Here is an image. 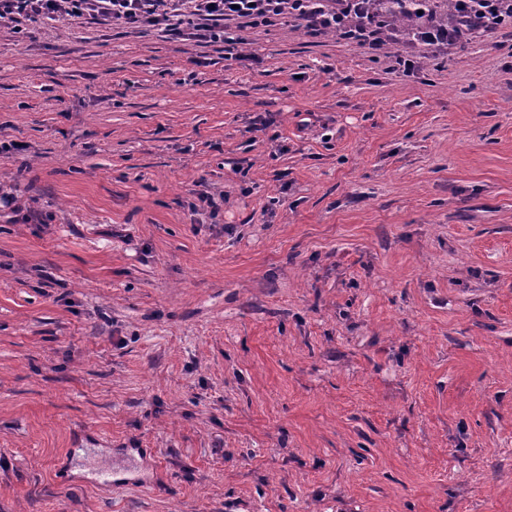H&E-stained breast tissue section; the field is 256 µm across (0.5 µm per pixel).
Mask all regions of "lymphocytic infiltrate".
Returning a JSON list of instances; mask_svg holds the SVG:
<instances>
[{
	"instance_id": "1",
	"label": "lymphocytic infiltrate",
	"mask_w": 512,
	"mask_h": 512,
	"mask_svg": "<svg viewBox=\"0 0 512 512\" xmlns=\"http://www.w3.org/2000/svg\"><path fill=\"white\" fill-rule=\"evenodd\" d=\"M506 0H455L456 14L439 19L422 14L414 21L415 45L438 52L512 25ZM90 16L117 29H152L200 45H223L227 55L245 60V28L300 21L311 38L333 34L350 45L379 54L387 46V18L380 0H0V24L57 23Z\"/></svg>"
}]
</instances>
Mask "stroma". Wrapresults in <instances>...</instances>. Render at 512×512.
Listing matches in <instances>:
<instances>
[{"mask_svg":"<svg viewBox=\"0 0 512 512\" xmlns=\"http://www.w3.org/2000/svg\"><path fill=\"white\" fill-rule=\"evenodd\" d=\"M245 36L0 26V512H512V30Z\"/></svg>","mask_w":512,"mask_h":512,"instance_id":"obj_1","label":"stroma"}]
</instances>
